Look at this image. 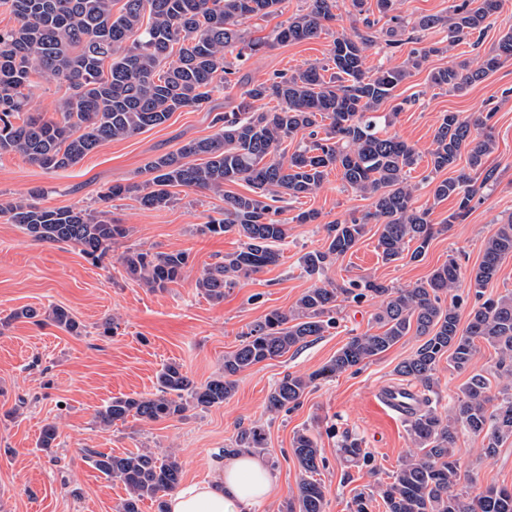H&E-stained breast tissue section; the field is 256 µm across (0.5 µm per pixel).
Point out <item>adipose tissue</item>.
I'll list each match as a JSON object with an SVG mask.
<instances>
[{
  "label": "adipose tissue",
  "mask_w": 512,
  "mask_h": 512,
  "mask_svg": "<svg viewBox=\"0 0 512 512\" xmlns=\"http://www.w3.org/2000/svg\"><path fill=\"white\" fill-rule=\"evenodd\" d=\"M211 468L212 478L184 485L168 498V512H251L274 487L266 463L249 453L213 459Z\"/></svg>",
  "instance_id": "obj_1"
}]
</instances>
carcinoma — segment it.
I'll return each instance as SVG.
<instances>
[{
    "label": "carcinoma",
    "mask_w": 512,
    "mask_h": 512,
    "mask_svg": "<svg viewBox=\"0 0 512 512\" xmlns=\"http://www.w3.org/2000/svg\"><path fill=\"white\" fill-rule=\"evenodd\" d=\"M368 0H352L363 16L364 29L336 37L325 64L311 65L290 75L278 73L255 84L235 109L213 116L218 131L193 139L176 151L148 161V178L133 184L106 188L99 201L130 198L144 209H160L176 199L174 189L200 188L224 199L221 217L201 226L202 232L235 233L241 248L215 262L195 282L209 300L224 301V291L279 262L276 245L288 237V223L278 218L275 203L297 201L316 193L328 173L336 169L342 181L370 201L360 216L325 225V245L305 253L303 271L320 284L307 289L290 310L274 309L257 322L239 347L224 355L222 374L196 383L180 364L171 362L157 376L155 392L135 397H115L96 418L105 426L118 421H157L182 417L189 408L224 404L235 391L237 376L290 350H299L336 325L338 298L360 301L369 296L383 302L374 314L375 332L353 336L320 369L306 374H286L271 389L266 409L290 412L300 406L308 389L321 380L358 370L386 352L409 333L420 344L395 368L407 385L417 388L416 408L406 418L407 432L417 451L405 457L391 474V482L353 498V512H370L379 496L386 512H512V487L489 486L471 496L455 490L462 468L458 437L467 432L482 438L483 451L496 454L512 439V295L485 296L503 258L512 256V221L499 226L485 245L482 261L464 280L458 258L448 256L424 281L411 288H389L361 278L338 286L327 278L336 260L353 249L375 220L380 224L378 247L391 263L404 258L415 243L410 259L418 261L436 234L447 224L464 220L471 202L496 179L484 159L496 145L488 120L492 114L463 117L444 114L434 131L428 152L432 171L453 169L461 157L468 171L434 184L436 201L458 199V208L442 223L433 222L430 208L413 206L415 186L407 173L419 159L415 146L400 137L382 135L371 113L426 59L440 51L435 45L413 49L403 65L365 69L366 51L374 43L375 21L367 16ZM447 22L423 16L413 26L428 31L448 29V48L483 43L489 19L500 9V0H454ZM17 25L0 30V154L18 153L46 170H65L80 163L101 143L120 140L164 124L184 108L200 109L219 87L231 85L235 74L226 52L251 56L274 44L300 42L319 36L325 23L335 19L336 0H309L308 10L288 19L272 40L246 36L247 20L263 19L277 11L280 0H3ZM406 28L401 17L388 20V45L398 47V33ZM503 59H512V31L484 55L473 69L470 63L438 69L430 81L454 92H463L496 70ZM52 78L68 86L70 94L60 105V119L29 115L20 124L11 118L27 106L26 90L34 76ZM275 99L278 105L258 112L254 103ZM308 132V140L292 154L280 153L286 140ZM243 181L251 194L224 190ZM0 214L19 225L35 242L73 246L88 258L100 260L126 237L127 229L112 221L108 209L42 208L27 198L6 206ZM127 273L152 290H163L181 278L188 263L183 251L129 250L121 256ZM474 297L466 327H460L457 294L463 282ZM53 324L72 336L84 330L64 307L49 313ZM493 347L498 355L493 374L506 385L492 392L491 381L473 372L462 384L456 400L441 411L431 394L437 386L442 359L458 371L473 364L477 342ZM264 431L257 426L240 430L224 456L242 452L264 454ZM342 459L368 467L372 456L361 442L342 435ZM85 458L108 478L123 483L127 497L117 512H140L146 498L180 485L182 467L170 455L151 451L122 456L93 448ZM292 453L301 477L297 494L281 512H324L325 494L317 475L326 464L314 438L305 431L292 440Z\"/></svg>",
    "instance_id": "cac0c4a2"
}]
</instances>
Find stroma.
Instances as JSON below:
<instances>
[{"label": "stroma", "instance_id": "stroma-1", "mask_svg": "<svg viewBox=\"0 0 512 512\" xmlns=\"http://www.w3.org/2000/svg\"><path fill=\"white\" fill-rule=\"evenodd\" d=\"M335 14L319 37L235 60L233 85L214 93L207 108H186L163 125L103 142L72 168L45 170L20 154H1L0 204L37 188L39 206L96 209L107 187L144 179L149 160L214 134V113L231 110L252 84L326 61L336 36L362 24L351 0H336ZM511 29L512 0H503L480 51L460 45L430 55L381 106L382 112L396 114L387 133L415 145L421 155L408 180L416 187L415 207L432 208L434 221L445 220L457 207L452 198L434 200L432 189L439 176L426 159L443 114L492 113L496 148L485 164L496 171L493 186L463 223L436 235L417 261L384 262L378 226L369 223L358 244L329 269L331 281L341 285L366 276L392 288H407L426 280L452 253L459 255L464 271H471L481 262L488 238L512 219V60L460 93L430 82L434 70L464 60L477 62L479 53L491 51L502 32ZM223 206V200L202 189L179 191L171 206L154 211L129 198L113 200L112 217L129 235L99 262L71 246L32 241L0 215V512H116L126 496L124 487L92 467L84 456L88 448L115 455L148 448L174 455L188 483L210 476L212 459L221 456L241 428L260 426L269 448L264 461L276 489L253 512H279L296 494L300 468L291 442L299 430L317 440L326 459L319 475L325 512H351L356 492L388 482L400 460L413 452L404 418L385 411L376 400L381 388L398 384L395 367L418 346L411 336L359 372L320 382L297 409L277 415L266 410L271 388L284 375L311 373L351 336L375 330L373 316L380 304L376 298L339 302L335 328L300 350L240 374L233 396L223 405L192 408L184 416L148 423H98L96 410L112 397L154 392L156 374L166 363L181 364L200 384L220 375L225 354L237 348L253 324L271 310L290 309L313 287L301 258L324 245L325 224L363 213L369 203L345 188L338 171H331L314 195L291 203L287 214L292 221L279 263L241 280L215 303L198 292L195 281L240 247L236 234L200 231ZM308 209L319 212L318 223H294V216ZM130 248L183 251L189 260L181 279L154 291L126 274L120 256ZM55 306L69 309L85 325V333L73 336L48 321ZM27 308L43 315V323L20 317V310ZM108 320L117 323L116 335H104ZM48 424L57 425L59 438L55 448L45 451L37 441ZM342 432L360 439L372 453L375 472L342 460L337 451ZM457 453L463 464L460 492L512 486V440L488 457L481 439L464 433Z\"/></svg>", "mask_w": 512, "mask_h": 512}]
</instances>
